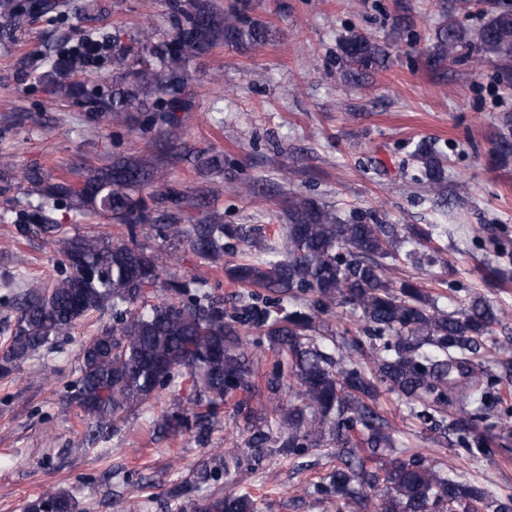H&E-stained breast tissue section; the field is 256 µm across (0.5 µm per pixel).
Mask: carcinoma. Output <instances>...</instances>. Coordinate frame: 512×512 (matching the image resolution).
<instances>
[{
    "label": "carcinoma",
    "instance_id": "carcinoma-1",
    "mask_svg": "<svg viewBox=\"0 0 512 512\" xmlns=\"http://www.w3.org/2000/svg\"><path fill=\"white\" fill-rule=\"evenodd\" d=\"M170 39L156 40L148 23L133 42L112 46L118 71L112 93L99 86L65 82L80 63L65 57L47 75V106L62 98L84 102L89 111L122 124L131 112H161L162 122L180 123L190 111L191 64L223 43L247 48L265 38L250 0H168ZM28 8L0 0L4 28L16 31ZM475 47L491 55L501 78L512 84V0H501L488 21L475 30L450 24L436 36L429 63L442 68L456 61L457 47ZM341 51L349 63L368 70L382 63L386 49L353 33ZM494 144L496 162L512 161V114L500 119ZM420 181L435 195L443 193L444 167L429 144L417 146ZM145 182L138 162L121 159L93 170L78 190L65 182L47 186L54 195L74 194L99 206L119 224L144 220V202L133 188ZM16 225L17 234L57 231L55 224ZM157 233L193 253L213 268L224 256L239 262L224 269L230 282L253 289L226 304L205 290L206 280L183 281L176 273L180 257L164 259L131 234L112 240L92 232L64 241L59 264L63 274L51 286L32 289L20 299V317L0 354V378L10 377L27 359L55 350L94 314L108 309L112 329L85 342L79 352V376L67 394L91 435L113 427L135 406L162 391L173 394V407L151 421L157 438L188 435L206 443L213 419L228 400L244 421L247 450L254 460L272 449L296 461L309 451L332 448L336 464L314 484L323 500H336V512H363L376 489L386 495L373 512H512V495L458 479L420 453L388 458L396 447L380 396L405 401L420 423L446 436L451 447L468 456L496 449L512 452V404L500 387L512 383V344L485 342L505 317L481 296L465 299L449 312L438 298L406 280H395L386 259H397L406 243L393 224L354 217L312 200L290 202L288 223L274 239L251 224H225L216 218L197 224H158ZM402 256L416 259L408 250ZM260 288L299 301L288 308L256 292ZM347 306L365 338L343 348L326 343L320 333L333 306ZM258 332L275 348L266 378L271 406L252 405L253 353L249 335ZM191 395L182 404V378ZM214 466L200 473L204 481L238 464L213 453ZM24 512H79L67 492L47 489ZM195 512H259L249 494H214L201 499Z\"/></svg>",
    "mask_w": 512,
    "mask_h": 512
}]
</instances>
